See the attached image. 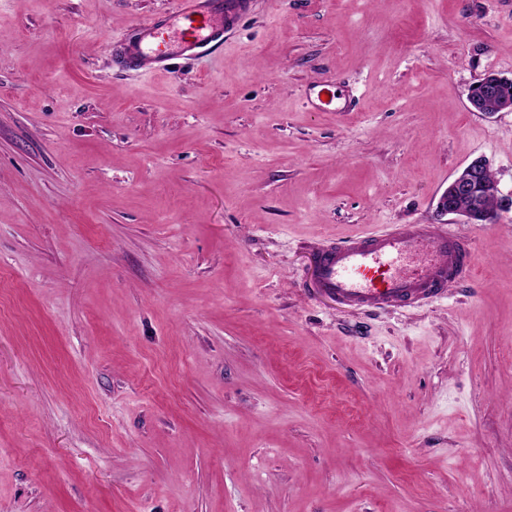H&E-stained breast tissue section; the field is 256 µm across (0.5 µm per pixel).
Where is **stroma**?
<instances>
[{
  "instance_id": "stroma-1",
  "label": "stroma",
  "mask_w": 512,
  "mask_h": 512,
  "mask_svg": "<svg viewBox=\"0 0 512 512\" xmlns=\"http://www.w3.org/2000/svg\"><path fill=\"white\" fill-rule=\"evenodd\" d=\"M174 0H0V512H512V0H252L214 56L117 70ZM340 80L353 112L309 86ZM441 224L442 299L361 313L312 249ZM498 79L499 76L490 74L471 87L468 100L472 111L483 112V102L487 96L496 91ZM488 168L483 159L477 158L471 161L464 169L454 177L449 183L447 189L440 195L437 209L445 215L462 216L467 221H471V215L475 211L482 210V201L485 195H492L498 201V207L494 212H483V224H496L498 223L503 212L512 210V193L504 195L499 187V183L488 182L495 178L494 174L485 170ZM488 180H486V179ZM482 187L484 194L476 193V189ZM462 199L469 200L470 210L468 209V202L461 201V209L458 205ZM486 210H492L495 206L494 198L488 196L483 201Z\"/></svg>"
}]
</instances>
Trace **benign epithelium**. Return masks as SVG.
Returning <instances> with one entry per match:
<instances>
[{
	"instance_id": "1",
	"label": "benign epithelium",
	"mask_w": 512,
	"mask_h": 512,
	"mask_svg": "<svg viewBox=\"0 0 512 512\" xmlns=\"http://www.w3.org/2000/svg\"><path fill=\"white\" fill-rule=\"evenodd\" d=\"M497 75H487L475 83L469 92L468 100L471 110L482 111L485 98L496 91ZM487 164L484 160L477 158L471 161L464 169L454 177L447 189L440 195L437 209L445 215L462 216L470 218L473 212L480 211L483 216V223H498L501 214L512 210V194L505 195L499 187L498 182H489L485 179ZM492 195L498 201V207L493 212L482 211L483 195ZM466 199L470 202V209L463 210L459 207V201Z\"/></svg>"
}]
</instances>
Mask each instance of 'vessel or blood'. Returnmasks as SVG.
Here are the masks:
<instances>
[{"instance_id": "1", "label": "vessel or blood", "mask_w": 512, "mask_h": 512, "mask_svg": "<svg viewBox=\"0 0 512 512\" xmlns=\"http://www.w3.org/2000/svg\"><path fill=\"white\" fill-rule=\"evenodd\" d=\"M250 8L251 0H178L118 40L114 62L162 75L172 59L216 54ZM472 264L468 245L447 229L403 224L317 249L308 290L356 310L405 307L442 298Z\"/></svg>"}]
</instances>
